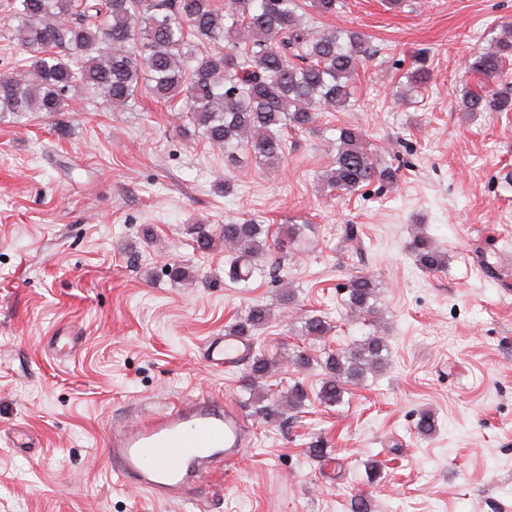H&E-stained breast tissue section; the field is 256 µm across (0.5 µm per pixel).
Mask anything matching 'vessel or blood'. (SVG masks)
<instances>
[{
	"mask_svg": "<svg viewBox=\"0 0 512 512\" xmlns=\"http://www.w3.org/2000/svg\"><path fill=\"white\" fill-rule=\"evenodd\" d=\"M246 351V345L231 336L212 341L206 349L216 364L240 359ZM246 445L238 411L198 397L117 432L107 458L122 482L160 500L188 495L192 480L210 473L215 461L241 456Z\"/></svg>",
	"mask_w": 512,
	"mask_h": 512,
	"instance_id": "1",
	"label": "vessel or blood"
}]
</instances>
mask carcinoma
Returning a JSON list of instances; mask_svg holds the SVG:
<instances>
[{
    "instance_id": "obj_1",
    "label": "carcinoma",
    "mask_w": 512,
    "mask_h": 512,
    "mask_svg": "<svg viewBox=\"0 0 512 512\" xmlns=\"http://www.w3.org/2000/svg\"><path fill=\"white\" fill-rule=\"evenodd\" d=\"M320 15H334L344 0H309ZM18 25L14 37L29 54L18 67L0 75V115L29 112L56 117L59 135L70 125L68 94L79 87L98 92L114 111L125 112L140 85L156 98L183 100V111L212 145L236 161L240 150L271 168L284 157L287 128L308 131L320 112H339L352 96L351 80L370 55L368 37L354 30L326 31L299 20L302 0H3ZM512 63V23L502 25L495 47L474 52L468 70L482 79L483 91L463 92L466 112H512V94L491 86ZM410 83L429 81L425 60L417 58ZM335 154L323 174L330 190L352 194L395 173L374 162L362 134L338 128ZM267 230L245 221L224 225L226 275L247 284L261 270L269 248ZM409 251L428 272L445 268L447 258L424 235ZM375 278L353 277L346 308L362 318L374 314ZM269 319L254 304L228 333L255 337ZM330 328L318 316L302 321V335L322 339ZM385 337L373 332L325 353L326 377L317 399L327 408L343 402L346 386L383 370ZM244 388L268 374L272 362L250 352Z\"/></svg>"
}]
</instances>
